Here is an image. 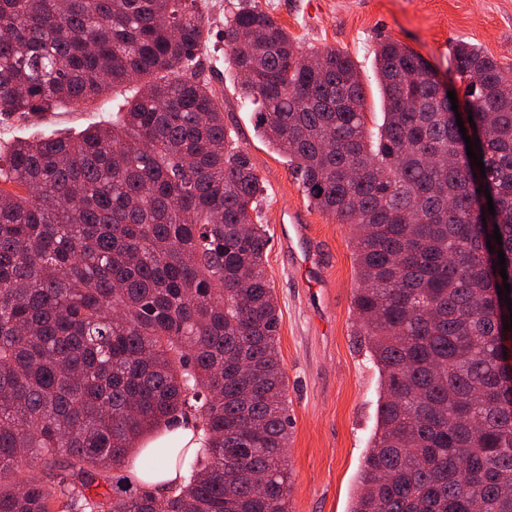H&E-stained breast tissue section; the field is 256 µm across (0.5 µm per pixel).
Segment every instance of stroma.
<instances>
[{
    "mask_svg": "<svg viewBox=\"0 0 512 512\" xmlns=\"http://www.w3.org/2000/svg\"><path fill=\"white\" fill-rule=\"evenodd\" d=\"M239 0H196L208 35L198 60L202 76L224 105V125L246 150L263 182L253 221L270 237L266 272L277 298V347L288 378L292 473L290 512H349L363 459L376 427L380 375L360 332L353 305L357 280L351 230L312 206L285 157L255 134V115L234 90L227 67L224 19ZM301 45L346 51L357 63L366 98V122L381 118L374 76L378 44L397 41L430 63L449 87H459L452 50L461 40L478 44L500 65L512 67V0H259ZM135 86L108 90L99 99L43 114L0 112V156L17 140L78 136L108 126ZM305 212L321 241L328 287L316 291L279 239L286 209Z\"/></svg>",
    "mask_w": 512,
    "mask_h": 512,
    "instance_id": "obj_1",
    "label": "stroma"
}]
</instances>
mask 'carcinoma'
I'll use <instances>...</instances> for the list:
<instances>
[{
	"label": "carcinoma",
	"instance_id": "1",
	"mask_svg": "<svg viewBox=\"0 0 512 512\" xmlns=\"http://www.w3.org/2000/svg\"><path fill=\"white\" fill-rule=\"evenodd\" d=\"M205 43L193 0H0V112L138 85L112 126L19 140L0 166L20 188L0 187V512H289L263 185L192 70ZM224 45L257 136L352 228L381 389L350 512H512V69L458 41L457 116L386 40L369 129L351 56L304 48L257 0ZM470 115L483 178L455 147ZM189 418L184 482L157 496L115 474Z\"/></svg>",
	"mask_w": 512,
	"mask_h": 512
}]
</instances>
